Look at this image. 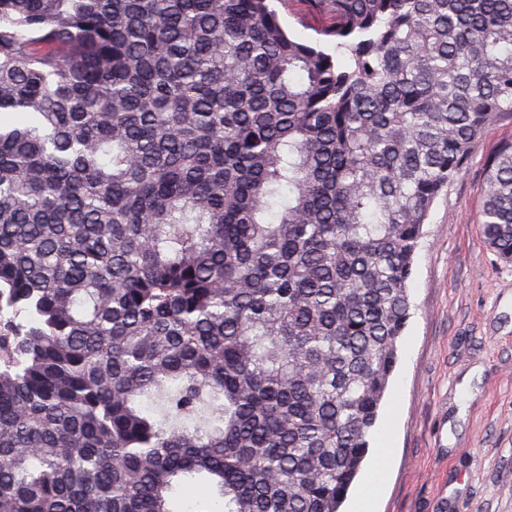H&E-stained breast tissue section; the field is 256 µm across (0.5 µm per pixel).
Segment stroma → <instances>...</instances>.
<instances>
[{
  "mask_svg": "<svg viewBox=\"0 0 512 512\" xmlns=\"http://www.w3.org/2000/svg\"><path fill=\"white\" fill-rule=\"evenodd\" d=\"M307 41L326 24L309 0H276ZM512 114L435 200L409 284L412 307L377 428L392 459L375 512H512V264L477 214L486 162Z\"/></svg>",
  "mask_w": 512,
  "mask_h": 512,
  "instance_id": "obj_1",
  "label": "stroma"
}]
</instances>
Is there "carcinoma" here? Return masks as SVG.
Masks as SVG:
<instances>
[{"label": "carcinoma", "mask_w": 512, "mask_h": 512, "mask_svg": "<svg viewBox=\"0 0 512 512\" xmlns=\"http://www.w3.org/2000/svg\"><path fill=\"white\" fill-rule=\"evenodd\" d=\"M0 0V512H339L512 0ZM483 237L512 263V141ZM276 9L289 32L306 41L322 38L320 30L327 20L309 6L308 0H277ZM179 498L186 503H195L196 501L206 502L208 508L204 510L212 512H224V501L220 500L217 495L211 493L206 487L199 489H181L177 492Z\"/></svg>", "instance_id": "1"}]
</instances>
